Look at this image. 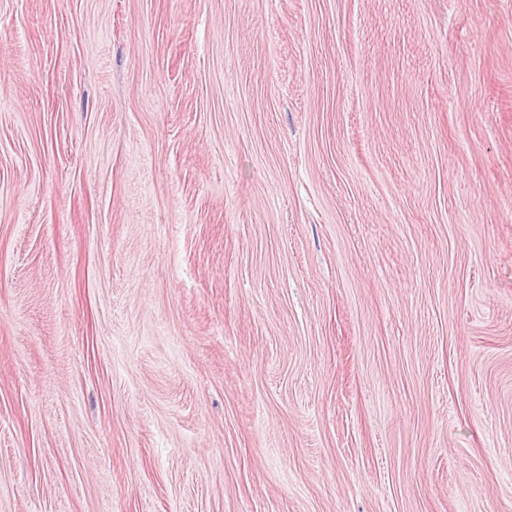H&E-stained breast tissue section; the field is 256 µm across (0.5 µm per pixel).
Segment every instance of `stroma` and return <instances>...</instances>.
Returning <instances> with one entry per match:
<instances>
[{
	"instance_id": "stroma-1",
	"label": "stroma",
	"mask_w": 512,
	"mask_h": 512,
	"mask_svg": "<svg viewBox=\"0 0 512 512\" xmlns=\"http://www.w3.org/2000/svg\"><path fill=\"white\" fill-rule=\"evenodd\" d=\"M0 512H512V0H0Z\"/></svg>"
}]
</instances>
